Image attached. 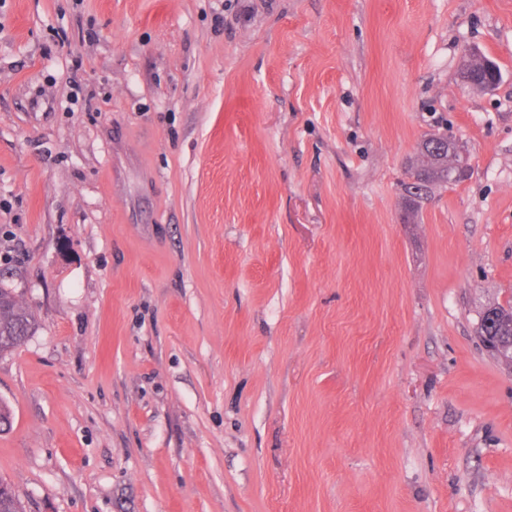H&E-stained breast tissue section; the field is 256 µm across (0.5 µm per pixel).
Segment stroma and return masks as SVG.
Wrapping results in <instances>:
<instances>
[{"label": "stroma", "instance_id": "35a3bbf8", "mask_svg": "<svg viewBox=\"0 0 512 512\" xmlns=\"http://www.w3.org/2000/svg\"><path fill=\"white\" fill-rule=\"evenodd\" d=\"M0 270L25 512H512V0H0ZM437 141L448 147L445 151L436 149L434 152L430 148V140L427 138L419 143L416 156L411 160L410 165L414 166L415 174L421 182H416L415 177H409L408 182L414 184H405V210L409 216H415L418 213L420 204L428 196L436 185L455 184L456 181L448 179V154L453 156L454 169L450 172L453 179L467 178L470 173L469 156L465 149L451 136L447 134L439 135ZM0 273V353L20 346L34 328L32 314L22 307L12 288H6ZM492 310V317H486L485 311ZM478 336L484 337V345L493 354H496L499 344L496 340H491L486 336H506L507 339L512 338V303L494 304L486 308L480 315L478 327Z\"/></svg>", "mask_w": 512, "mask_h": 512}]
</instances>
